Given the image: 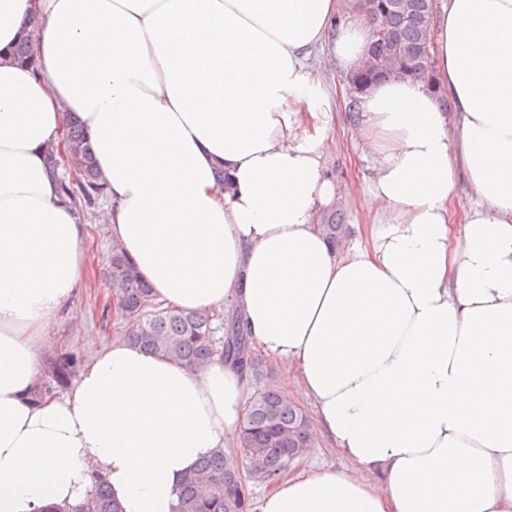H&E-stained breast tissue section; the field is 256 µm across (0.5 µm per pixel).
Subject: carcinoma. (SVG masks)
Wrapping results in <instances>:
<instances>
[{"instance_id":"cac0c4a2","label":"carcinoma","mask_w":512,"mask_h":512,"mask_svg":"<svg viewBox=\"0 0 512 512\" xmlns=\"http://www.w3.org/2000/svg\"><path fill=\"white\" fill-rule=\"evenodd\" d=\"M384 7L389 33L401 43L415 46L429 36L432 15L414 9L419 0H378ZM70 157L79 161L74 181L61 183V191L78 207L90 209L105 192V183L95 165L88 136L79 123L72 122L65 133ZM102 279L113 297L117 317L125 324L127 340L163 356L175 357L188 368L197 369L218 357L255 380L264 378L250 338L239 314L224 316L188 311L155 302L151 289L139 276L129 257L114 250L112 264ZM222 321L224 336L215 337L212 321ZM78 357L72 352L52 357L46 378L33 399L41 401L64 388L76 373ZM316 445L305 411L286 401L273 385L257 388L247 404L237 447L242 455L221 449L202 459L184 481L175 512H252L248 487L233 496L224 488L246 480L270 484ZM46 512H120L103 478L95 481L91 494L67 508L49 507Z\"/></svg>"}]
</instances>
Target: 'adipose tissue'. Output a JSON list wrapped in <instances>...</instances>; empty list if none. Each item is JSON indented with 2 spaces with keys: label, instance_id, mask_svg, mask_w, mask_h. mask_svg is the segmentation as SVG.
Listing matches in <instances>:
<instances>
[{
  "label": "adipose tissue",
  "instance_id": "obj_1",
  "mask_svg": "<svg viewBox=\"0 0 512 512\" xmlns=\"http://www.w3.org/2000/svg\"><path fill=\"white\" fill-rule=\"evenodd\" d=\"M371 33L356 0H0V512L73 505L100 477L122 512H174L246 413L232 366L123 337L33 400L86 282L87 226L45 162L72 121L98 221L154 299L242 313L347 462L289 472L257 512H512V0H439L434 84L353 94L357 191L328 173L307 62L354 72ZM362 202L369 224L330 245L320 214Z\"/></svg>",
  "mask_w": 512,
  "mask_h": 512
}]
</instances>
